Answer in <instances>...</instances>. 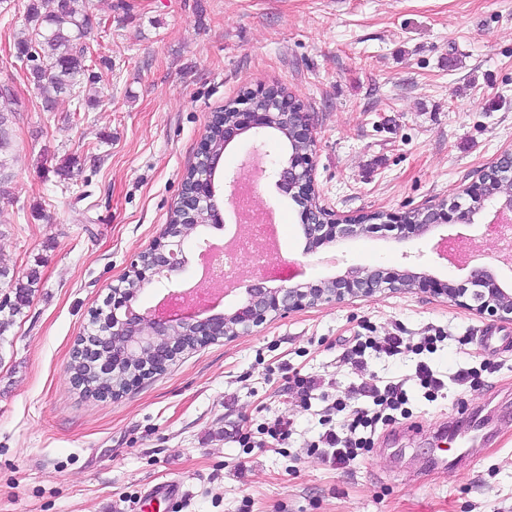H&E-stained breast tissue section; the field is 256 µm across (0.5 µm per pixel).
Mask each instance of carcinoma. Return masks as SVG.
<instances>
[{
  "mask_svg": "<svg viewBox=\"0 0 512 512\" xmlns=\"http://www.w3.org/2000/svg\"><path fill=\"white\" fill-rule=\"evenodd\" d=\"M27 28L17 37L14 47L17 58L27 62L28 75L44 100L45 107H53L56 98L69 94L76 100L75 111H81L82 98L76 87L88 72L87 39L91 36V22L84 10L83 0H29L26 8ZM9 117L0 113V194L9 195L8 153L11 137ZM39 279L32 270L25 279H15L11 285L14 300L0 304V313L17 314L26 307L35 292ZM132 361L124 371L110 379L98 378L88 373V367L74 363L73 371L83 377L84 395L100 397L112 389L124 388L126 370L138 368Z\"/></svg>",
  "mask_w": 512,
  "mask_h": 512,
  "instance_id": "obj_1",
  "label": "carcinoma"
}]
</instances>
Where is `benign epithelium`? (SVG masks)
<instances>
[{"mask_svg": "<svg viewBox=\"0 0 512 512\" xmlns=\"http://www.w3.org/2000/svg\"><path fill=\"white\" fill-rule=\"evenodd\" d=\"M256 95L269 100L267 110L255 108L247 98L239 99L230 117L219 113L224 119V146L235 137L250 132L258 135L268 128L279 115L288 116L285 135L292 147L287 164L276 167V184L291 195L301 206V228L306 240L305 253L330 243H337L379 231H398L394 239L408 236L423 237L448 212L458 214V220L468 225L474 216L486 207L495 209L494 219L487 225L490 231L499 232V241H504L512 231V225L500 220V215L512 212V194L487 192L488 181L481 179L476 188L469 191L470 206L459 209L456 199L443 200L424 210L415 211L413 224L404 223V217L391 214L379 215V222H372L369 215L357 219L346 218L335 210L319 203L315 194L310 151L314 139L305 113L288 94L278 89H264ZM221 155L217 153L212 139L207 137L198 156L190 179L182 180L179 207L181 223L194 225L198 216L206 212L210 224L219 228L224 224V202L217 200L215 173ZM165 242L138 255L128 274H137L143 281H160L170 278L173 271L187 265L181 249L183 237L173 231L164 232ZM270 278L257 277L247 285L245 297L232 311L201 317V312L182 315L177 312L140 314L133 303L137 293L117 286L112 287V298L106 301L112 316V329L99 331L82 337L74 354L94 363L95 373L108 376L111 370L105 351L112 350V359L131 360L140 353H149L136 371L138 382L166 368L170 361L186 350L183 335L194 337L198 343H209L218 339L252 332L270 318L283 316L295 309L331 303L347 296L372 295L385 289L432 291L450 299L456 306L493 320H512V290L502 286L496 273L488 266L476 265L467 278L454 284L443 281L425 271L417 272L411 267L402 270L383 267H355L346 274L320 279L308 283H282L269 287Z\"/></svg>", "mask_w": 512, "mask_h": 512, "instance_id": "1", "label": "benign epithelium"}]
</instances>
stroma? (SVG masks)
<instances>
[{"label":"stroma","instance_id":"obj_1","mask_svg":"<svg viewBox=\"0 0 512 512\" xmlns=\"http://www.w3.org/2000/svg\"><path fill=\"white\" fill-rule=\"evenodd\" d=\"M27 0L0 14V111L11 119L8 198H0V298L38 270L28 307L0 327V512H135L147 486L180 480L184 497L146 512H512V321L472 314L425 291L385 292L304 308L257 332L178 355L121 397H85L70 352L90 331L131 262L159 240L214 112L242 91L274 87L306 112L321 204L339 214L403 213L457 196L512 150V0H86L94 25L87 61L93 106L53 108L16 58ZM258 193L274 210L280 245L271 265L304 281L352 266L423 269L460 281L439 258L440 236L475 237L482 259L512 280L476 215L422 239L357 238L305 253L300 209L267 173ZM134 303L151 310L170 281ZM440 332L435 353L352 351L355 337L407 342ZM507 345L489 346L488 332ZM448 378L483 367V386L451 384L428 401L409 386L411 416L377 430L350 467L318 443L342 424L337 402L413 372L417 360ZM314 384L306 394L294 375ZM474 415L490 441L465 432L440 447L434 430ZM291 421L287 439L262 429ZM251 435L244 444L243 435Z\"/></svg>","mask_w":512,"mask_h":512}]
</instances>
